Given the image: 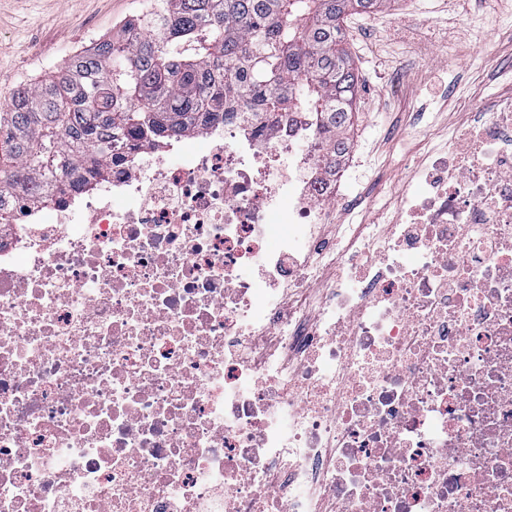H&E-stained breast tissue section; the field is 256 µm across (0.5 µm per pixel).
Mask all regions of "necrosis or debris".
Here are the masks:
<instances>
[{
  "instance_id": "4bbe7bcc",
  "label": "necrosis or debris",
  "mask_w": 512,
  "mask_h": 512,
  "mask_svg": "<svg viewBox=\"0 0 512 512\" xmlns=\"http://www.w3.org/2000/svg\"><path fill=\"white\" fill-rule=\"evenodd\" d=\"M0 226V512H512V100L384 224L301 119Z\"/></svg>"
}]
</instances>
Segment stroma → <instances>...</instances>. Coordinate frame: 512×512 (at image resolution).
Listing matches in <instances>:
<instances>
[{
	"label": "stroma",
	"instance_id": "1",
	"mask_svg": "<svg viewBox=\"0 0 512 512\" xmlns=\"http://www.w3.org/2000/svg\"><path fill=\"white\" fill-rule=\"evenodd\" d=\"M149 3L0 0V111L18 87L52 75ZM346 32L359 77L351 136L360 162L346 193L375 175L383 198L398 196L409 163L512 94V0H389L350 19Z\"/></svg>",
	"mask_w": 512,
	"mask_h": 512
}]
</instances>
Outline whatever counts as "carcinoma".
Segmentation results:
<instances>
[{"instance_id":"carcinoma-1","label":"carcinoma","mask_w":512,"mask_h":512,"mask_svg":"<svg viewBox=\"0 0 512 512\" xmlns=\"http://www.w3.org/2000/svg\"><path fill=\"white\" fill-rule=\"evenodd\" d=\"M389 2L153 0L0 112V225L19 188L43 192L83 168L93 188L98 159L222 115L275 121L302 105L338 164L358 94L344 18Z\"/></svg>"}]
</instances>
